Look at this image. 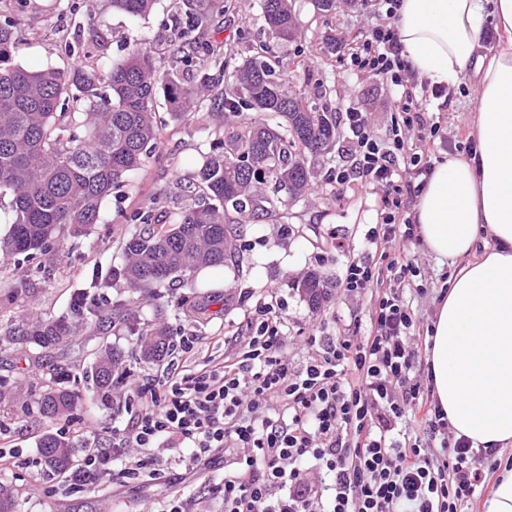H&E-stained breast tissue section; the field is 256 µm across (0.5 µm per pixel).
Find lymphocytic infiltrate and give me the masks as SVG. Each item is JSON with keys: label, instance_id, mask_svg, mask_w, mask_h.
I'll use <instances>...</instances> for the list:
<instances>
[{"label": "lymphocytic infiltrate", "instance_id": "obj_1", "mask_svg": "<svg viewBox=\"0 0 512 512\" xmlns=\"http://www.w3.org/2000/svg\"><path fill=\"white\" fill-rule=\"evenodd\" d=\"M399 0H379L378 20L350 41L346 73L383 79L400 90L390 141L379 142L359 107L342 117L350 167L335 180L358 179L383 193L381 224L367 232L369 244L412 239L415 216L405 196L419 195L431 171L429 159L408 152L404 136L431 138L436 126L423 100L440 98L442 87H417L402 56L393 23ZM408 155V173L397 170ZM368 257L351 261L342 282L351 295L379 287ZM380 289V287H379ZM248 334L230 359H210L164 374L129 396L128 415L113 428L112 443L89 447L76 463L84 476L110 472L126 449L140 452L129 477L161 484L164 461L156 448L190 449L191 461L224 456L218 491L224 512H457V505L485 484L476 462L486 456L459 438L432 467L428 449L394 432L410 416L431 429L445 426L433 414L411 375L420 353L416 317L394 288L380 289L367 336L289 337L276 287L244 313ZM305 355L295 368L288 345Z\"/></svg>", "mask_w": 512, "mask_h": 512}]
</instances>
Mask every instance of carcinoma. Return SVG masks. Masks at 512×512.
<instances>
[{
  "label": "carcinoma",
  "instance_id": "obj_1",
  "mask_svg": "<svg viewBox=\"0 0 512 512\" xmlns=\"http://www.w3.org/2000/svg\"><path fill=\"white\" fill-rule=\"evenodd\" d=\"M186 22L175 39L189 51L183 66L202 73L201 86H183L161 71L155 52L143 43L129 47L125 59L108 69L89 63L81 68L48 67L29 71L14 63L25 41L15 23L0 22V192L12 195L8 235L0 252L30 263L60 245L65 234L79 235L100 221L103 201L138 170L157 148L163 122L154 107L159 85H166L170 115L189 116L191 105L206 96L212 69L225 75L232 57L209 37L214 15L236 10V0H185ZM155 0H112V8L132 19L148 15ZM269 33L282 42L299 36L292 0H262ZM288 58L270 59L257 51L237 66L235 82L212 96V106L238 123L213 143L196 175L201 201L173 217L154 205L127 220L132 231L123 243V260L96 271L90 287L118 283L156 295L177 284L194 288L193 274L222 267L236 257L233 225L261 213H273L304 198L317 171L314 162L336 141V111L310 105L290 86ZM315 311L329 299L328 283L316 271L292 281ZM98 301L76 294L69 312L14 320L0 333V350L24 349L38 359L65 346L89 322H106ZM135 355L159 363L175 351L169 327L160 323L135 333ZM126 352L102 343L84 371L92 400L113 403L112 391L124 370ZM45 389L24 409L29 416L65 420L79 396L57 386L63 367L52 364ZM81 447L47 431L38 451L50 475L70 470ZM0 512H18V498L0 480Z\"/></svg>",
  "mask_w": 512,
  "mask_h": 512
}]
</instances>
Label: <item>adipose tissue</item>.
I'll return each instance as SVG.
<instances>
[{"instance_id":"1","label":"adipose tissue","mask_w":512,"mask_h":512,"mask_svg":"<svg viewBox=\"0 0 512 512\" xmlns=\"http://www.w3.org/2000/svg\"><path fill=\"white\" fill-rule=\"evenodd\" d=\"M489 22L501 39L484 56ZM396 27L420 80L473 81L475 147L433 166L414 215L452 267L429 329L436 406L455 437L502 448L512 445V0H400Z\"/></svg>"}]
</instances>
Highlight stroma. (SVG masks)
<instances>
[{"label": "stroma", "mask_w": 512, "mask_h": 512, "mask_svg": "<svg viewBox=\"0 0 512 512\" xmlns=\"http://www.w3.org/2000/svg\"><path fill=\"white\" fill-rule=\"evenodd\" d=\"M260 2L239 0L235 13L216 22L212 37L239 61L258 47L265 48L272 58H292L299 69L293 83L304 90L310 102L327 101L340 113L349 105H358L366 112L373 134L388 138L392 126L390 88L369 76H339L335 55L320 51L325 35L340 39L366 28L369 19L359 6L340 5L325 19L318 14L314 0H293L301 36L295 42L283 43L268 37ZM184 11L182 0H157L148 18L134 21L113 9L111 0H0V19L14 17L25 33V44L16 56L17 63L25 68L78 66L79 56H65L63 47L75 43L79 25L91 19L108 37L107 62H121L130 45L143 41L160 57L164 71L177 73L184 84L195 85L200 75L183 69L173 39V28L183 19ZM428 110L439 127L431 160L449 153H467V119L474 110L469 85L449 89L447 97L431 100ZM222 122V115L206 106L197 110L193 122L167 120L157 155L131 176L121 195L103 201L100 224L86 235L61 240L59 249L45 259L49 269L46 277L30 276L26 265L14 260L0 264V280L6 282L0 287V320L32 312H67L71 294L88 270L121 262V244L130 230L127 215L156 199L174 213L189 203L195 175ZM345 146L344 138H337L331 152L320 158L317 179L303 201L283 214L239 225L236 259L220 268L198 271L197 289L167 288L159 299L130 293L120 284L107 289L113 303L125 304V319L87 325L53 353L67 369L66 387L82 396L68 421L28 418L17 401L0 405V442L22 450L25 458L24 464L0 468V476L6 477L19 494L21 512H159L160 489L154 484L115 472L66 491L56 479L45 476L40 464L38 438L42 433L87 426L105 440L112 427L126 418L125 410L115 406L104 409L83 396V372L101 340L128 351L134 331L162 320L171 329L183 326L193 334L198 360L229 357L239 348L236 336L246 332L243 294L263 293L271 284L278 288L290 335L314 330L322 336H336L348 329L366 335L376 295L369 291L357 298L345 296L341 282L349 261L375 252L365 234L381 221L383 193L361 181L339 184L330 180V173L350 164ZM404 254L415 269L412 275L401 278L386 271L382 259L376 265L383 270L385 286L402 291L417 317L416 332L424 337L450 267L419 240L406 244ZM311 269L330 284L329 300L317 311L310 309L290 285L292 277ZM43 377L34 358L13 350L0 352V380L6 386L20 382L39 393ZM168 467L177 476V486L185 491L187 512H224V503L215 491L224 478L223 459L204 468L176 458L169 460Z\"/></svg>", "instance_id": "1"}]
</instances>
